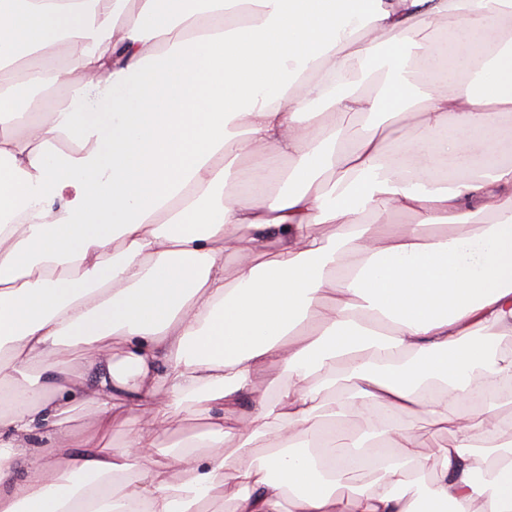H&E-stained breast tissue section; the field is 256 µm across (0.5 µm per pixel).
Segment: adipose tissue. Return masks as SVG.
Instances as JSON below:
<instances>
[{"label": "adipose tissue", "instance_id": "adipose-tissue-1", "mask_svg": "<svg viewBox=\"0 0 512 512\" xmlns=\"http://www.w3.org/2000/svg\"><path fill=\"white\" fill-rule=\"evenodd\" d=\"M126 3L0 0V71L67 89L0 81V512H512V0ZM408 418L417 421L418 426L422 429V432L425 434V447L422 448V451L425 454H430L431 448H435L436 444H448V440L451 438L448 433H444L439 436H433V434L428 431L427 423L429 421V414L422 410H414ZM149 416L145 413H138L130 417L123 423H118L112 427V433L107 437L106 443L111 448H121L126 441L127 430L129 428L144 427L148 424ZM204 423V419L198 417L192 412H189L185 415L184 419L177 424V428L173 433L160 438V444L166 445L168 443L178 441L186 435L193 434L199 431Z\"/></svg>", "mask_w": 512, "mask_h": 512}]
</instances>
